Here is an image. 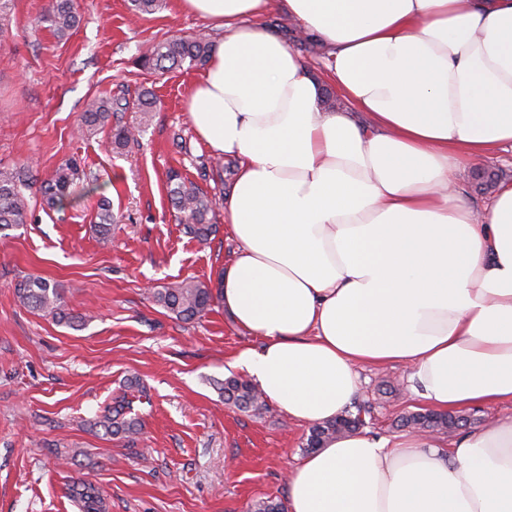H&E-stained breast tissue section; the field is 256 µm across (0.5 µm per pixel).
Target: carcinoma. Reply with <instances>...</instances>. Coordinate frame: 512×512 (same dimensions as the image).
Here are the masks:
<instances>
[{"instance_id":"carcinoma-1","label":"carcinoma","mask_w":512,"mask_h":512,"mask_svg":"<svg viewBox=\"0 0 512 512\" xmlns=\"http://www.w3.org/2000/svg\"><path fill=\"white\" fill-rule=\"evenodd\" d=\"M45 20L60 36L74 29L79 22L75 0H48ZM213 49V42L204 34L190 37H175L151 45L139 57L140 66L151 73L163 72L183 64L191 67L206 66ZM157 98L144 88L133 98L125 95L94 98L86 103L82 113V126L92 131L104 126L112 115L133 109L137 112L155 111ZM69 167H60L41 183V194L46 204L61 210L68 205ZM29 180L26 168L0 169V231L28 223L29 202L23 189ZM167 191L173 207L181 215L185 233L200 242H206L216 231L212 224L215 202L206 193L186 181L181 173L172 170L167 179ZM98 233L108 236L112 224L110 203L102 200L97 214ZM17 301L33 311L50 315L60 322L70 325L82 317L66 312L59 286L41 277H25L14 285ZM155 301L164 310L182 321H192L211 309L218 299L213 288L193 280H183L159 290ZM224 404L243 412H260L266 408L262 393L252 382L229 377L221 383ZM365 409L358 405L356 410L347 409L334 419L311 427L306 440V448H322L337 437L355 432L364 426L362 413ZM469 417L462 414L438 413L429 409L409 412L399 419V427L411 428L419 432L439 433L459 430L467 426ZM93 426L104 430L108 435L122 436L131 441L140 431V424L134 418H126L120 410L112 408L93 422ZM70 501L78 512H108L107 503L98 487L86 480L78 479L68 485Z\"/></svg>"}]
</instances>
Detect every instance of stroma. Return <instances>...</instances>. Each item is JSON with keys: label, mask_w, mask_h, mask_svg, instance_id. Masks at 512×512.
Listing matches in <instances>:
<instances>
[{"label": "stroma", "mask_w": 512, "mask_h": 512, "mask_svg": "<svg viewBox=\"0 0 512 512\" xmlns=\"http://www.w3.org/2000/svg\"><path fill=\"white\" fill-rule=\"evenodd\" d=\"M76 2L79 24L60 37L43 19L48 0H14L0 37V168L27 166L42 179L77 163L65 210L45 208L30 187L27 224L0 232V512H76L66 494L76 479L98 486L111 512H251L258 499H286L308 425L273 404L240 412L219 393L241 374L233 358L261 338L235 326L221 303L184 322L153 298L187 278L216 283L237 247L222 207L237 163L214 171L216 155L185 110L200 69L152 75L137 59L150 43L222 32L178 0L140 17L127 0ZM145 87L156 111L118 115L137 129L135 141L113 148L108 125L80 132L88 99ZM172 168L218 202L208 245L177 219L166 188ZM480 169L512 183V146L459 172L456 188L476 210L494 195L474 179ZM104 199L114 218L105 243L92 229ZM28 274L56 282L83 325L22 307L14 284ZM361 376L364 433L396 435L399 416L421 410L406 368L365 366ZM122 398L142 424L131 444L88 425Z\"/></svg>", "instance_id": "obj_1"}]
</instances>
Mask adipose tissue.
<instances>
[{"label": "adipose tissue", "instance_id": "obj_1", "mask_svg": "<svg viewBox=\"0 0 512 512\" xmlns=\"http://www.w3.org/2000/svg\"><path fill=\"white\" fill-rule=\"evenodd\" d=\"M328 49L308 71L270 0H179L223 29L187 100L235 159L219 298L263 340L233 361L293 419L335 417L359 366L408 367L429 408L507 413L448 447L354 433L287 474L288 512H512V184L452 177L512 143V0H279ZM334 84L346 109L321 106ZM480 169H489L499 173L500 177L494 188L487 190L484 189L483 186L480 187L477 185L478 181L473 178V174ZM506 183H512L511 145L500 148L490 156L475 160L472 164L461 170L456 178V188L458 192L475 210L482 209L496 194L498 188Z\"/></svg>", "mask_w": 512, "mask_h": 512}]
</instances>
